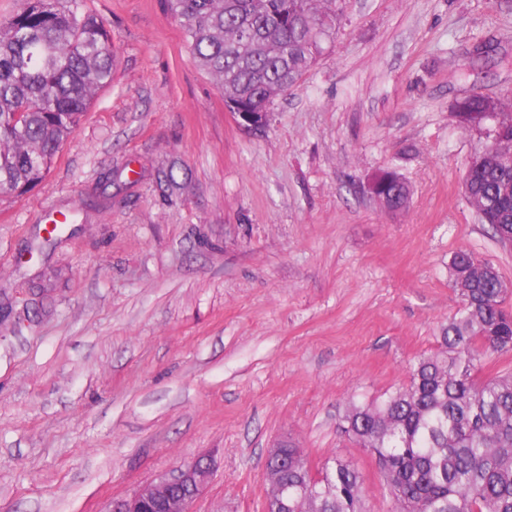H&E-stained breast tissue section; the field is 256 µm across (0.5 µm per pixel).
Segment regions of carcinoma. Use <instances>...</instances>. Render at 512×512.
<instances>
[{
	"mask_svg": "<svg viewBox=\"0 0 512 512\" xmlns=\"http://www.w3.org/2000/svg\"><path fill=\"white\" fill-rule=\"evenodd\" d=\"M336 0H164L198 65L217 79L224 102L269 111L315 64L334 35ZM112 37L85 0H26L0 21V194L39 183L87 110L112 81ZM463 123L485 119L484 96L464 105ZM468 204L503 243H512V148L491 144L466 171ZM386 207L410 200L394 171L376 176ZM460 309L434 352L411 368L409 384L380 399L352 401L341 428L375 456L397 512H512V373L484 380L485 360L512 352V312L493 265L466 250L450 261ZM288 453V499L269 512H366L364 475L328 458L309 484L308 457L280 449L266 461L280 473Z\"/></svg>",
	"mask_w": 512,
	"mask_h": 512,
	"instance_id": "obj_1",
	"label": "carcinoma"
}]
</instances>
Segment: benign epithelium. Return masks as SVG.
I'll list each match as a JSON object with an SVG mask.
<instances>
[{
	"instance_id": "7a95c632",
	"label": "benign epithelium",
	"mask_w": 512,
	"mask_h": 512,
	"mask_svg": "<svg viewBox=\"0 0 512 512\" xmlns=\"http://www.w3.org/2000/svg\"><path fill=\"white\" fill-rule=\"evenodd\" d=\"M268 113L234 108L232 117L239 128L254 132L267 121ZM213 468L207 457L179 467L174 474H163L140 487L131 496L115 501L111 512H189L192 502L205 489Z\"/></svg>"
}]
</instances>
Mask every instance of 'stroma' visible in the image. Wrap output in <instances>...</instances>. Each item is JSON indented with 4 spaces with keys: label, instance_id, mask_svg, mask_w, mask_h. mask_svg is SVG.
Returning a JSON list of instances; mask_svg holds the SVG:
<instances>
[{
    "label": "stroma",
    "instance_id": "stroma-1",
    "mask_svg": "<svg viewBox=\"0 0 512 512\" xmlns=\"http://www.w3.org/2000/svg\"><path fill=\"white\" fill-rule=\"evenodd\" d=\"M87 4L112 81L44 180L0 196V512H109L203 455L192 512H262L288 442L316 470L352 460L367 512H396L340 422L436 349L456 251L512 285V246L464 196L485 128L454 112L512 100V0H337L255 133L161 0ZM391 170L397 212L369 192ZM378 194L394 199H386L384 208L392 209V206L407 207L410 200V191L406 181L395 171H385L376 176ZM406 182V183H405ZM408 184V183H407ZM386 208V209H387Z\"/></svg>",
    "mask_w": 512,
    "mask_h": 512
}]
</instances>
